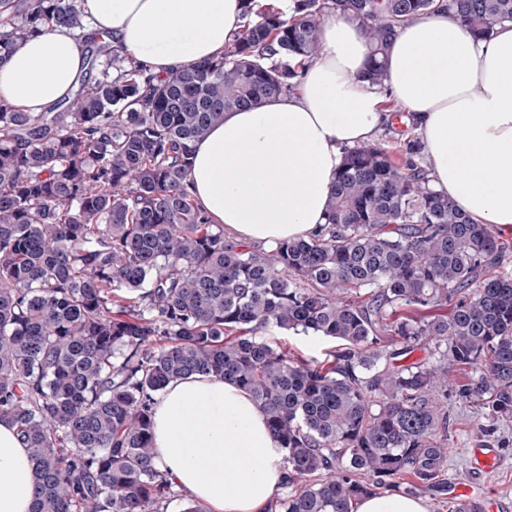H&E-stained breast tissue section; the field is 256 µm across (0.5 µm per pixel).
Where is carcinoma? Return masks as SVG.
Returning <instances> with one entry per match:
<instances>
[{
	"label": "carcinoma",
	"instance_id": "obj_1",
	"mask_svg": "<svg viewBox=\"0 0 512 512\" xmlns=\"http://www.w3.org/2000/svg\"><path fill=\"white\" fill-rule=\"evenodd\" d=\"M81 2L0 0V63L49 28L87 46L68 101L0 102V419L29 450L33 512H168L179 494L156 463L153 409L191 375L234 382L264 412L286 471L268 512H355L376 491L447 499L451 369L472 371L455 393L488 420L482 436L512 421L497 227L434 187L416 137L344 150L326 223L269 251L230 243L186 179L224 113L293 90L331 11L362 21L379 84L414 17L452 11L486 40L512 0H295L291 20L242 0L224 55L166 77L86 31ZM268 327L339 345L309 360L256 337Z\"/></svg>",
	"mask_w": 512,
	"mask_h": 512
}]
</instances>
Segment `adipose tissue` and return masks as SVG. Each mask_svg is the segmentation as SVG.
<instances>
[{"mask_svg": "<svg viewBox=\"0 0 512 512\" xmlns=\"http://www.w3.org/2000/svg\"><path fill=\"white\" fill-rule=\"evenodd\" d=\"M92 30L155 74L222 55L241 0H82ZM320 54L298 89L260 108L228 112L195 142L188 189L236 242L268 247L325 223L345 148L372 140L394 100L416 115L437 189L475 222L512 226V24L475 40L448 12L405 24L389 47L382 85L362 24L329 13ZM85 43L53 28L0 63V99L43 112L68 99ZM153 445L170 481L210 512H266L284 476L262 410L232 382L195 375L157 397ZM34 479L16 427L0 420V512H31Z\"/></svg>", "mask_w": 512, "mask_h": 512, "instance_id": "ef3b65f1", "label": "adipose tissue"}]
</instances>
